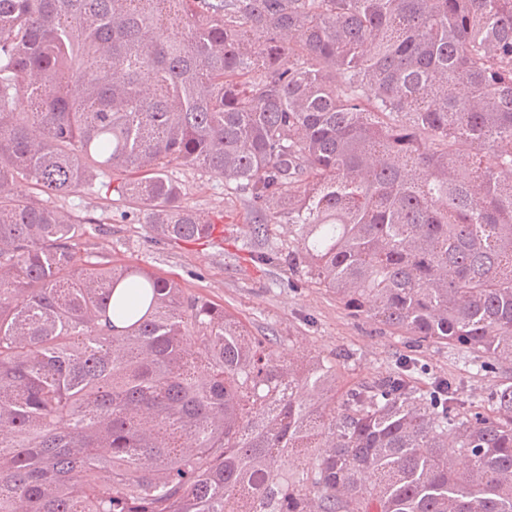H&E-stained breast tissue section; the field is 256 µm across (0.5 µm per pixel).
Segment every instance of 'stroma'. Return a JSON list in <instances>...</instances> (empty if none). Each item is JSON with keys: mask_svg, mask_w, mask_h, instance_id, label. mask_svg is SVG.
Instances as JSON below:
<instances>
[{"mask_svg": "<svg viewBox=\"0 0 512 512\" xmlns=\"http://www.w3.org/2000/svg\"><path fill=\"white\" fill-rule=\"evenodd\" d=\"M173 176L182 184L188 205L222 217L223 239L181 245L159 239L142 210L106 203L88 189L53 202L62 215L85 223L77 260L105 256L161 273L188 293L224 305L252 335L275 338L281 359H335L343 391L388 375L405 356L423 368L411 379L419 392H428L431 377L450 376L463 398L485 412L494 387L512 382V367L479 371L452 346L415 343L412 337L354 317L332 292L297 284L287 267L254 262V255L287 244L288 224H271L264 234L254 235V214L246 194L227 193L221 178L197 169L177 167Z\"/></svg>", "mask_w": 512, "mask_h": 512, "instance_id": "stroma-1", "label": "stroma"}]
</instances>
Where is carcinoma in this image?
I'll return each mask as SVG.
<instances>
[{"mask_svg": "<svg viewBox=\"0 0 512 512\" xmlns=\"http://www.w3.org/2000/svg\"><path fill=\"white\" fill-rule=\"evenodd\" d=\"M176 166L353 315L512 361V0H0V512H512V383L486 416L405 360L338 405L336 362L77 263L81 222L13 191L224 236Z\"/></svg>", "mask_w": 512, "mask_h": 512, "instance_id": "obj_1", "label": "carcinoma"}]
</instances>
